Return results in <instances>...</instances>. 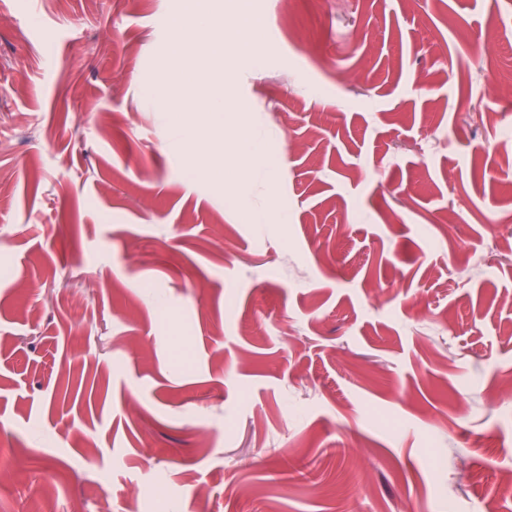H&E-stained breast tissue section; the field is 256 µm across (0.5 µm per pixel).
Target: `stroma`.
Segmentation results:
<instances>
[{"label": "stroma", "mask_w": 512, "mask_h": 512, "mask_svg": "<svg viewBox=\"0 0 512 512\" xmlns=\"http://www.w3.org/2000/svg\"><path fill=\"white\" fill-rule=\"evenodd\" d=\"M27 2L0 512H512V0H248L262 64L216 73L278 176L243 208L190 172L234 128L180 148L144 94L180 0Z\"/></svg>", "instance_id": "1"}]
</instances>
